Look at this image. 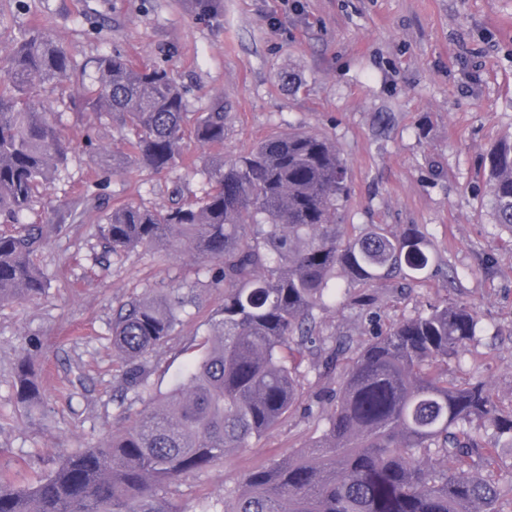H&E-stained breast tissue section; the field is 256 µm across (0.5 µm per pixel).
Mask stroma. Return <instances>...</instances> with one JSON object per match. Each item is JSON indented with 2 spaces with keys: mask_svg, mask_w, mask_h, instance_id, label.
<instances>
[{
  "mask_svg": "<svg viewBox=\"0 0 512 512\" xmlns=\"http://www.w3.org/2000/svg\"><path fill=\"white\" fill-rule=\"evenodd\" d=\"M0 16L16 31L43 26L76 68L116 50L170 69L194 111L223 101L224 156L274 133L327 136L349 164L343 222L396 234L418 225L441 269L408 294L375 288L383 324L428 299L466 302L483 338L463 364L449 363L448 376L478 372L512 403V231L494 220L484 170L490 147L512 137V0H0ZM288 73L299 87L283 84ZM77 89L67 81L40 92L70 145L61 176L23 217L42 229L34 262L48 286L0 308V469L19 484L73 449L104 444L143 409L135 400L118 415L125 366L112 348V318L121 305L186 301L175 336L150 356L154 394L172 388L224 305L190 250L112 254L100 235L113 206L164 210L202 198L198 171L213 148L185 141L186 168L163 177L113 168L129 154L125 133L75 105ZM317 318L323 336L355 346L366 338L356 308L331 304ZM25 352L44 399L33 417L15 399ZM337 388L308 375L274 429L171 484L177 512H200L249 473L299 455L322 433L308 405L331 408Z\"/></svg>",
  "mask_w": 512,
  "mask_h": 512,
  "instance_id": "1",
  "label": "stroma"
}]
</instances>
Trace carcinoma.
<instances>
[{"mask_svg":"<svg viewBox=\"0 0 512 512\" xmlns=\"http://www.w3.org/2000/svg\"><path fill=\"white\" fill-rule=\"evenodd\" d=\"M67 53L42 29L10 39L0 60V220L17 223L69 146L33 93L70 78ZM91 111L122 122L131 161L160 174L183 163L187 138L224 144V104L190 111L165 68L120 53L95 61L80 83ZM209 191L196 204L165 211L115 206L101 234L108 249L165 251L185 246L210 263V285L224 307L196 344L193 360L166 394L98 448H76L52 469L18 485L0 475V512H175L168 485L203 471L274 428L298 403L301 380L329 376L350 351L317 329L315 310L345 301L372 323L368 290L407 288L437 264L416 226L360 234L339 223L348 164L319 134L270 136L203 168ZM486 176L496 223L512 231V140L491 146ZM41 231H0V306L40 296L47 278L33 256ZM185 301H132L112 320V348L126 368L125 392L140 397L153 372L149 355L166 345ZM479 318L446 299L365 341L341 375L336 404L323 415L311 450L246 476L201 512H504L512 482L493 478L512 449V406L500 404L480 375L448 380L443 366L480 340ZM332 346L324 348L326 342ZM18 407H41L42 389L25 355L14 383ZM480 467L487 472L473 473Z\"/></svg>","mask_w":512,"mask_h":512,"instance_id":"1","label":"carcinoma"}]
</instances>
